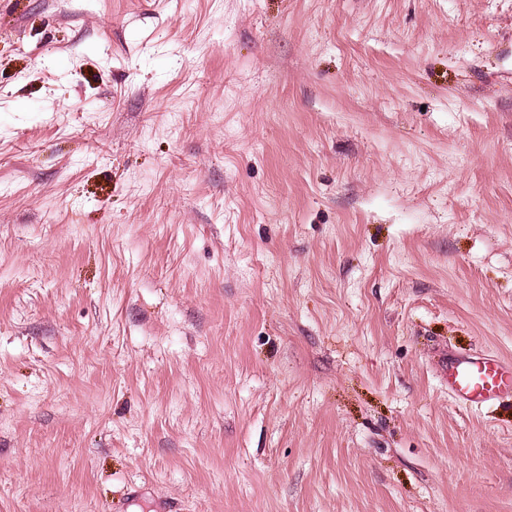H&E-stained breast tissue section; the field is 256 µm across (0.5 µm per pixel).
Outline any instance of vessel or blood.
Returning a JSON list of instances; mask_svg holds the SVG:
<instances>
[{
	"label": "vessel or blood",
	"mask_w": 512,
	"mask_h": 512,
	"mask_svg": "<svg viewBox=\"0 0 512 512\" xmlns=\"http://www.w3.org/2000/svg\"><path fill=\"white\" fill-rule=\"evenodd\" d=\"M437 368L458 405L491 409L512 401V361L490 355L442 353Z\"/></svg>",
	"instance_id": "1"
}]
</instances>
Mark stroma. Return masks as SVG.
<instances>
[{"mask_svg":"<svg viewBox=\"0 0 512 512\" xmlns=\"http://www.w3.org/2000/svg\"><path fill=\"white\" fill-rule=\"evenodd\" d=\"M512 0H0V512H512ZM437 368L458 405L491 409L512 401V361L490 355L442 353Z\"/></svg>","mask_w":512,"mask_h":512,"instance_id":"obj_1","label":"stroma"}]
</instances>
